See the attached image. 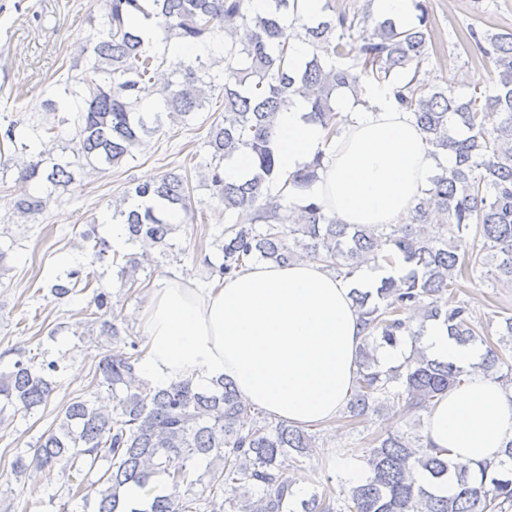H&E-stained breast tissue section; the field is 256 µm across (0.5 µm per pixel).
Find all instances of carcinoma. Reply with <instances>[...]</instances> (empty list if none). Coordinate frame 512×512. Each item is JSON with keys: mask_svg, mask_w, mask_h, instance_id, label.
I'll use <instances>...</instances> for the list:
<instances>
[{"mask_svg": "<svg viewBox=\"0 0 512 512\" xmlns=\"http://www.w3.org/2000/svg\"><path fill=\"white\" fill-rule=\"evenodd\" d=\"M374 0L351 12L325 0L321 14L301 16L299 0H267L263 12L251 0H107V13L93 54L83 72L60 82L57 99L45 103L60 111V99L81 101L74 119L61 117L41 127L44 149L28 153L17 143V123L0 127V144L14 147L0 162L18 170L25 185L15 209L21 217L42 213L47 199L29 191L32 182L66 187L73 167L117 164L156 133L162 115L187 122L193 114L219 113L204 144L210 161L201 183L224 204L222 260L215 263L199 250L196 261L209 279H232L253 259L286 266L299 260L323 263L345 279L363 266L390 267L400 273L381 281L377 301L368 293L353 296L363 326L347 423L388 409L407 416L427 412L463 377L481 373L512 388L507 350L474 323L459 298V280L483 267L500 286L512 288V30L472 28L470 44L496 70L490 95L462 99L450 90L428 87L418 78L429 61L431 20L425 0H415L408 25L373 13ZM154 22L159 42L202 47L224 39L223 66L196 56L180 77L158 87L154 74L165 55L150 52L132 21ZM309 46L298 58L289 32ZM387 87L394 102L413 113L427 133L431 154L451 157L439 166L430 186L399 224L376 227L343 224L314 201L295 202L291 190L317 179L323 166L318 153L290 179L278 173L280 137L275 118L297 96L308 102V118L340 134L339 113L332 102L341 91L362 101L365 84ZM72 125L68 149L73 160L46 162L45 146L61 140ZM241 161L249 172L239 181L224 178L225 164ZM188 174L167 172L145 180L131 179L112 219L126 225L127 241L173 248L172 219L192 208ZM420 224L452 226L453 237L422 238ZM481 248H468V237ZM94 258L110 260L123 288H138L137 272L146 252L120 254L110 241L88 229L81 234ZM94 264L61 270L46 288L55 301L86 292L81 309L99 335L112 337V354L94 370L99 388L112 394L105 408L79 397L66 404L59 423L32 445V455H16L11 466L21 476L30 468L52 474L57 464L77 476L101 469L92 483L97 512H289L292 483L284 462L298 461L313 447L312 436L298 426L273 422L238 394L231 380L201 386L180 379L154 386L141 379L136 365L142 339L122 336L112 293L94 287ZM441 321L448 336L462 346L484 351L473 371L430 356L421 345L426 323ZM410 345L396 367L382 369L378 348ZM12 369L0 375V423L27 418L48 404L53 378L66 369V355L36 360L22 348ZM208 461L209 494L190 496L200 479L188 462ZM369 476L344 498L327 485L300 502L301 512H512V439L497 460L451 461L448 450L430 448L425 437L406 432L373 439L365 455ZM421 470L426 481L413 474ZM453 486L451 493L442 486Z\"/></svg>", "mask_w": 512, "mask_h": 512, "instance_id": "cac0c4a2", "label": "carcinoma"}]
</instances>
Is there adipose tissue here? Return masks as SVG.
<instances>
[{
  "label": "adipose tissue",
  "mask_w": 512,
  "mask_h": 512,
  "mask_svg": "<svg viewBox=\"0 0 512 512\" xmlns=\"http://www.w3.org/2000/svg\"><path fill=\"white\" fill-rule=\"evenodd\" d=\"M337 110L341 133L331 140L307 119L304 100L281 113L279 128L288 137L281 176H292L323 153V169L297 190L298 199L319 203L346 224L394 223L429 187L437 168L425 131L385 89L363 104L344 99ZM351 290L313 261L254 263L213 288L164 281L142 315L147 350L141 373L155 384L224 377L244 400L277 420L329 423L347 402L363 340ZM422 343L429 354L463 368L482 353L456 344L438 322L426 329ZM425 435L435 447L450 449L452 459H494L512 437V393L490 378L470 376L435 403Z\"/></svg>",
  "instance_id": "1"
}]
</instances>
